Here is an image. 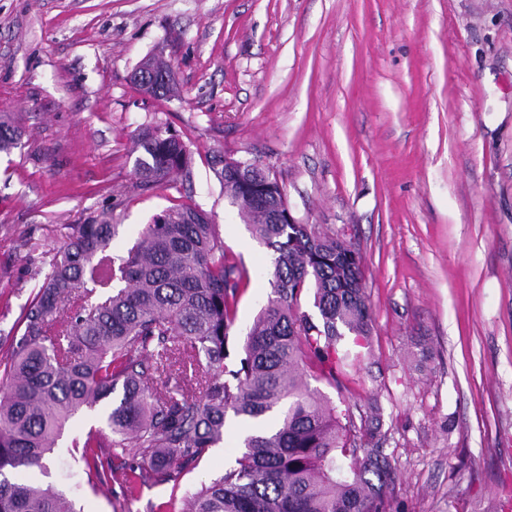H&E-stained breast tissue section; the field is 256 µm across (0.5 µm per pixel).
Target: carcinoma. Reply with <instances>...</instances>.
<instances>
[{
	"label": "carcinoma",
	"instance_id": "obj_1",
	"mask_svg": "<svg viewBox=\"0 0 512 512\" xmlns=\"http://www.w3.org/2000/svg\"><path fill=\"white\" fill-rule=\"evenodd\" d=\"M152 56L138 86L152 80ZM25 131L0 113V153L22 146ZM135 188L146 190L190 173L192 152L177 135L145 126L134 135ZM212 170L252 236L273 251L270 292L242 353L231 331L248 272L224 250L218 228L181 204L155 215L120 254L110 249L117 225L65 224L60 248L43 255L38 290L15 325L20 336L0 356V512H76L39 476L66 423L107 404L110 451L97 435L83 443L87 483L119 482L134 497L144 487L180 488L183 472L224 440L233 412L256 429L219 479L186 492L189 512H389L398 474L382 448L381 420L356 424L310 387L307 372L338 382L363 354L372 313L363 258L351 242L310 224H277L275 202L262 200ZM312 303L319 319L303 311ZM197 367L174 391L156 380L175 364ZM122 389L118 405L109 404ZM24 469V479L13 472Z\"/></svg>",
	"mask_w": 512,
	"mask_h": 512
}]
</instances>
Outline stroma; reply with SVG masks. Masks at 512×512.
Wrapping results in <instances>:
<instances>
[{"mask_svg": "<svg viewBox=\"0 0 512 512\" xmlns=\"http://www.w3.org/2000/svg\"><path fill=\"white\" fill-rule=\"evenodd\" d=\"M164 49L178 97L131 75ZM24 127L0 154V335L62 224H118L122 252L181 203L217 224L248 272L236 344L267 301L272 252L215 179L226 154L271 168L304 224L351 240L372 310L368 353L337 411L381 408L402 478L392 512H512V0H0V113ZM189 146V178L134 189L145 125ZM39 246L28 253L21 238ZM69 421L50 480L83 512H150L170 486L91 488ZM242 425L182 479L223 475Z\"/></svg>", "mask_w": 512, "mask_h": 512, "instance_id": "stroma-1", "label": "stroma"}]
</instances>
